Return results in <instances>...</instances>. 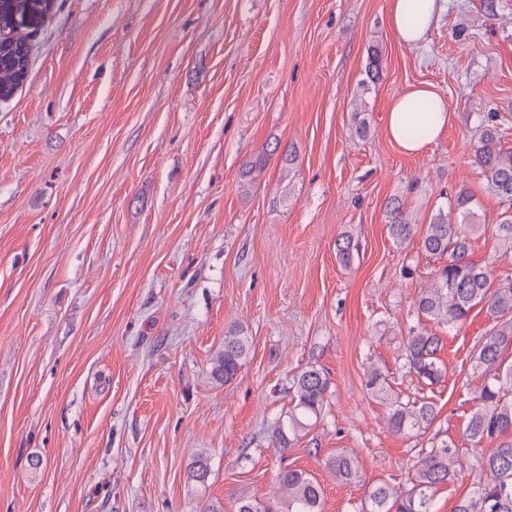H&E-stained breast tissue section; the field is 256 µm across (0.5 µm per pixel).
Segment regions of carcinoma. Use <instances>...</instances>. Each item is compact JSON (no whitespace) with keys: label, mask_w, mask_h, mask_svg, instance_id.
<instances>
[{"label":"carcinoma","mask_w":512,"mask_h":512,"mask_svg":"<svg viewBox=\"0 0 512 512\" xmlns=\"http://www.w3.org/2000/svg\"><path fill=\"white\" fill-rule=\"evenodd\" d=\"M13 24L12 14L0 13V29L4 31L0 38V100L5 101L23 85L31 62V44L27 38L11 34ZM501 138L498 126L486 124L474 149V162L502 208L492 228L475 223L473 195L463 190L454 196L448 211L439 212L421 232L400 205L389 209L388 231L393 241L404 245L419 233L420 249L440 263L432 285L417 296L418 319L451 329L466 322L479 306L494 320L472 359L473 373L481 377V384L474 392V408L465 433L480 449L475 457L477 479L473 492L459 501L455 512H512V365L503 367L502 359L503 351L512 347V271L496 278L491 263L471 258L472 237L488 229L505 250L512 251V150L501 147ZM359 249L358 239L350 233L337 240V257L345 266ZM441 350V337L425 327L413 328L403 342V368L425 384L435 385L443 375L438 357ZM249 353L250 340L244 328H231L224 336L223 348L211 358L210 379L219 385L232 382ZM329 384L323 370L313 366L294 376L290 387L292 407L285 418L276 421L277 447L287 449L321 419ZM365 389L375 398L387 396L386 377L374 368L369 370ZM437 415L431 400L396 399L390 403L387 424L396 434L415 436L426 432ZM325 465L342 482L359 481V464L351 455H336ZM460 467L462 458L455 445L446 439L435 442L418 452L407 491L400 493L384 480L373 482L367 487L362 512H436V488L453 480ZM208 473L207 455H196L189 464L190 478L203 483ZM278 484L283 512H322V487L305 471L285 468Z\"/></svg>","instance_id":"cac0c4a2"}]
</instances>
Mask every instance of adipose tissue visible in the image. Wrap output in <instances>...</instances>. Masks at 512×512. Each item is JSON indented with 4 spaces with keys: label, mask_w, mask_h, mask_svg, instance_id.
Masks as SVG:
<instances>
[{
    "label": "adipose tissue",
    "mask_w": 512,
    "mask_h": 512,
    "mask_svg": "<svg viewBox=\"0 0 512 512\" xmlns=\"http://www.w3.org/2000/svg\"><path fill=\"white\" fill-rule=\"evenodd\" d=\"M408 0H395L391 13L392 29L401 43L416 46L424 42L433 28L440 12V0H416V20L406 23ZM431 103L436 111L427 139L436 138L448 122V107L443 96L430 87H416L396 97L388 112L387 131L390 138L408 154L421 152L427 139L409 136L408 127L416 119V108L422 103Z\"/></svg>",
    "instance_id": "adipose-tissue-1"
}]
</instances>
